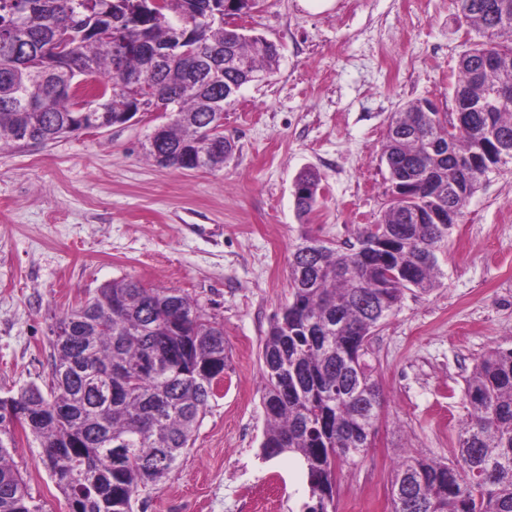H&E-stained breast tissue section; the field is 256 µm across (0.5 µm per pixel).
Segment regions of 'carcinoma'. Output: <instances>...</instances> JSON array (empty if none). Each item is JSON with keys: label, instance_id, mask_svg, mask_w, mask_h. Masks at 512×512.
Masks as SVG:
<instances>
[{"label": "carcinoma", "instance_id": "obj_1", "mask_svg": "<svg viewBox=\"0 0 512 512\" xmlns=\"http://www.w3.org/2000/svg\"><path fill=\"white\" fill-rule=\"evenodd\" d=\"M483 40L458 61L453 93L488 100L484 112L425 114L416 102L392 115L381 162L410 185L361 247H336L304 235L289 260L291 302L261 350L267 424L260 458L291 454L305 472L300 512H335L336 464L372 445L384 395L369 363L370 339L406 291L438 284L437 253L482 179L463 178L495 129L512 142V97L495 96L501 74L487 55L512 61V0H452ZM224 0H0V151L47 144L110 122L134 93L122 75L142 73L145 54L178 42L186 53L162 57L145 78L174 110L148 159L170 153L180 171L224 168L235 142L221 130L224 89L249 84L248 71L271 73L279 47L224 26ZM212 15L204 21L199 17ZM101 89L107 104L77 110V80ZM107 79H99V75ZM463 132L438 147L448 117ZM308 193L294 198L301 223L318 204L320 178L303 171ZM384 240L380 252L373 241ZM52 337L49 392L29 386L0 397V512H41L13 461L15 427L38 442L40 459L69 512H133L142 492L164 484L216 397L227 369L224 329L176 288H147L134 278L106 283L61 317ZM467 420L454 459L402 458L388 486L392 512H512V347L484 354L465 379Z\"/></svg>", "mask_w": 512, "mask_h": 512}]
</instances>
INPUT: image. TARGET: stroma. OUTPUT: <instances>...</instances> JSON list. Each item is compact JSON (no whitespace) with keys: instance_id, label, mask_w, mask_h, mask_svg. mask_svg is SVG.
<instances>
[{"instance_id":"35a3bbf8","label":"stroma","mask_w":512,"mask_h":512,"mask_svg":"<svg viewBox=\"0 0 512 512\" xmlns=\"http://www.w3.org/2000/svg\"><path fill=\"white\" fill-rule=\"evenodd\" d=\"M241 24L275 42L280 60L226 107L236 148L222 170L146 160L151 126L139 118L0 151V396L48 384L55 323L115 279L179 289L224 328L223 391L136 512H299L302 469L258 457L262 342L290 296L291 252L303 232L343 246L379 221L390 117L424 98L451 111L459 56L477 38L451 0H334L317 13L302 0H261ZM307 168L320 196L304 224L293 181ZM439 264V286L405 292L371 339L386 403L373 447L340 469L345 512H391L399 454L453 458L465 376L488 349L512 345V165L469 200ZM16 440L42 512H68L37 441Z\"/></svg>"}]
</instances>
